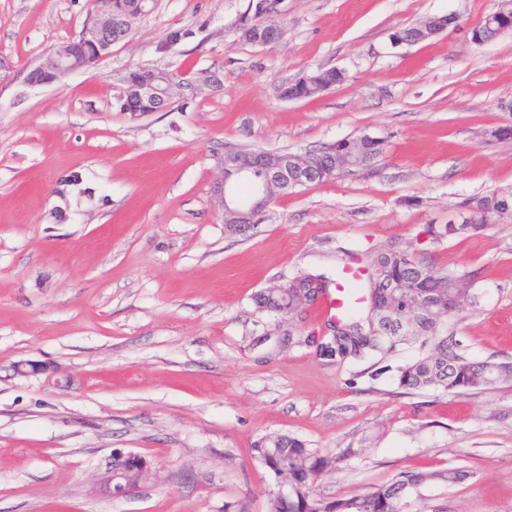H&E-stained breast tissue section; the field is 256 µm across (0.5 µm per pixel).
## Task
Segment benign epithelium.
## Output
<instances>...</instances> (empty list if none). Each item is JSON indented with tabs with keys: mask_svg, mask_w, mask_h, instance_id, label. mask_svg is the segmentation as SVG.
I'll return each mask as SVG.
<instances>
[{
	"mask_svg": "<svg viewBox=\"0 0 512 512\" xmlns=\"http://www.w3.org/2000/svg\"><path fill=\"white\" fill-rule=\"evenodd\" d=\"M502 14V10L489 13L473 28L481 41H488L491 33L499 34L498 17ZM132 25L133 21L127 16L116 19L112 17V0H94L78 37L43 54L35 66L38 78H28L26 83L31 86L50 85L75 71L95 67L111 54L112 45L128 38V29ZM447 28L448 23L443 18L433 17L414 26V37L407 38L397 31L393 40L402 44L418 43ZM220 84L221 79L216 71L201 72L192 78L181 74L163 78L153 74L124 86L121 105L128 112L137 103L159 102L163 110L168 101L180 91L196 96L202 90L216 89ZM377 141L378 138L370 134L339 140L335 144L336 154L327 164L321 162L314 153L279 152L271 158L250 150L228 152L220 162V174L214 183L215 206L224 212L233 203L236 205L233 212L251 223L281 195L301 186L323 182L326 172L336 168L341 156L348 153L360 155L367 145ZM249 182L252 183L251 198L247 201L237 199L232 193V185ZM501 203L500 199H491L475 206L463 207L460 210V223L469 224L474 213L494 211L501 208ZM412 324L413 319H404L403 311L395 305H380L377 308L374 330L379 336L390 330L408 331ZM148 474L149 466L145 459L135 453H128L122 456L119 466L109 469L99 479L98 485L100 490L115 499L127 498L137 492Z\"/></svg>",
	"mask_w": 512,
	"mask_h": 512,
	"instance_id": "obj_1",
	"label": "benign epithelium"
}]
</instances>
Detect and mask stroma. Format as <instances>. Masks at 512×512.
<instances>
[{"label":"stroma","instance_id":"obj_1","mask_svg":"<svg viewBox=\"0 0 512 512\" xmlns=\"http://www.w3.org/2000/svg\"><path fill=\"white\" fill-rule=\"evenodd\" d=\"M256 0H154L96 67L31 87L91 0H0V512H269L277 481L255 441L285 433L347 459L313 485L333 499L399 473L456 468L407 512H512V380L405 393L386 358L322 355L328 318L256 307L301 273L339 281L400 249L473 276L450 320L458 350L512 361V33L471 29L512 0H277L271 45L242 39ZM456 15L420 43L393 33ZM181 40L168 45L172 31ZM135 66L216 71L221 88L141 116L119 111ZM343 71L315 98L278 85ZM370 134L384 150L281 196L246 235L213 203L224 154L306 153ZM510 201L477 233L436 241L463 205ZM37 372L20 373L21 364ZM149 476L128 499L95 483L118 453Z\"/></svg>","mask_w":512,"mask_h":512}]
</instances>
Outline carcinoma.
Wrapping results in <instances>:
<instances>
[{
	"mask_svg": "<svg viewBox=\"0 0 512 512\" xmlns=\"http://www.w3.org/2000/svg\"><path fill=\"white\" fill-rule=\"evenodd\" d=\"M147 0H112V11L132 18L147 12ZM342 80V74L334 69H320L299 77L279 88V96H290L303 90L304 98H312ZM383 150L378 146L359 157L341 160L336 174H348L364 168ZM493 218L480 213L471 224H445L433 227L430 232L435 240L450 239L475 232L492 223ZM373 265L386 276L404 281L400 289V306L417 311L427 298L434 299L437 311L423 317L419 323L420 334L409 336H387L381 340L372 336L371 318L373 307L381 300L378 289L371 287V277L361 280L356 288L363 298L346 316L330 324L331 337L321 344L322 353L339 361L362 359L395 352L399 346L418 338L434 340L433 348L415 361L397 368L400 387L419 390L427 387L446 392L483 389L494 383L512 378V362H475L455 350L456 342L444 331V326L459 309L460 285L472 284L467 272L451 271L420 259L405 251L388 250L380 252ZM310 275L299 274L292 278L288 293L262 290L255 294L257 307L269 312L285 315L287 305L296 302L301 289L310 285ZM257 458L275 477H288L291 495L288 498L271 499L269 512H403L406 498L412 491L429 480H442L450 484L457 482L461 471L449 468L431 473L404 472L389 483L379 485L364 493H352L333 500L318 498L313 494L312 485L324 472L332 468V459L307 447L306 443L288 434L265 436L253 446Z\"/></svg>",
	"mask_w": 512,
	"mask_h": 512,
	"instance_id": "carcinoma-1",
	"label": "carcinoma"
}]
</instances>
